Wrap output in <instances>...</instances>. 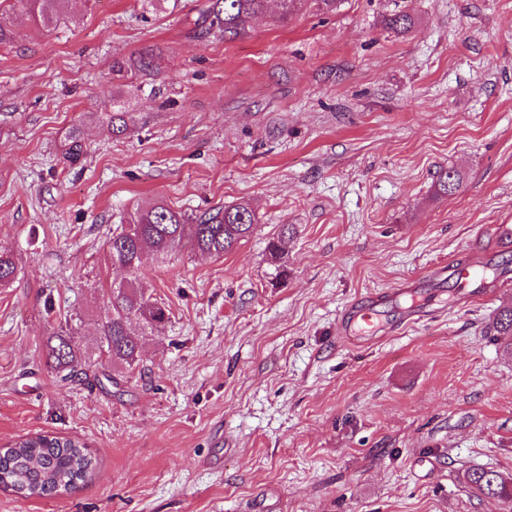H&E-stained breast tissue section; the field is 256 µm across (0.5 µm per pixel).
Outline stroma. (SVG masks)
Masks as SVG:
<instances>
[{"mask_svg":"<svg viewBox=\"0 0 512 512\" xmlns=\"http://www.w3.org/2000/svg\"><path fill=\"white\" fill-rule=\"evenodd\" d=\"M197 0H69L0 46V445L72 437L98 461L69 493L0 489V512H512L468 468L512 475V355L491 298L443 277L433 312L363 347L339 318L369 292L467 258L512 225V0H344L236 40L200 35ZM416 20L398 35L382 17ZM150 47V78L112 61ZM135 126L112 134V115ZM79 131L82 154L65 155ZM464 174L436 195L438 171ZM248 202L232 252L146 256L168 319L132 321L139 367L56 378L46 340L84 317L87 361L116 225L164 203ZM285 275L266 246L282 225ZM18 276V266L14 254L0 246V289L10 288Z\"/></svg>","mask_w":512,"mask_h":512,"instance_id":"obj_1","label":"stroma"}]
</instances>
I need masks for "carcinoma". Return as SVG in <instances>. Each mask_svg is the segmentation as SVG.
Returning a JSON list of instances; mask_svg holds the SVG:
<instances>
[{
	"mask_svg": "<svg viewBox=\"0 0 512 512\" xmlns=\"http://www.w3.org/2000/svg\"><path fill=\"white\" fill-rule=\"evenodd\" d=\"M8 9L26 14L32 23L45 31L63 16L66 0H4ZM270 0H206L199 10L205 32L216 31L228 40L247 36L254 19L266 13ZM342 0H276V21L285 24L312 3L325 13L336 11ZM387 29L405 34L414 21L397 11L385 19ZM160 70V56L145 49L127 58L112 61V73L132 78L153 76ZM463 182L460 170L450 167L439 172L436 191L448 196L459 191ZM255 225V214L245 204L220 207L199 215H188L155 203L137 209L127 224H119L109 239V259L113 266L130 275L110 291L107 314L96 338L99 356L111 364L133 368L139 364L137 338L130 335L128 325L141 319L153 330L167 319L166 309L146 295L140 280L146 252L164 257L184 248L192 252L221 257L248 237ZM288 225H282L279 236L268 242L272 263L280 262L283 238ZM18 276L14 254L0 246V289L9 288ZM82 322L79 314L69 317L65 325L53 332L46 342V363L63 381H72L84 373V346L76 340L72 322ZM494 331L512 335V309L500 312L493 321ZM97 461L86 446L73 438L50 435L22 437L0 451V486L29 497L68 492L78 482L91 477ZM464 480L475 493L512 502V477L487 468H472Z\"/></svg>",
	"mask_w": 512,
	"mask_h": 512,
	"instance_id": "obj_1",
	"label": "carcinoma"
}]
</instances>
